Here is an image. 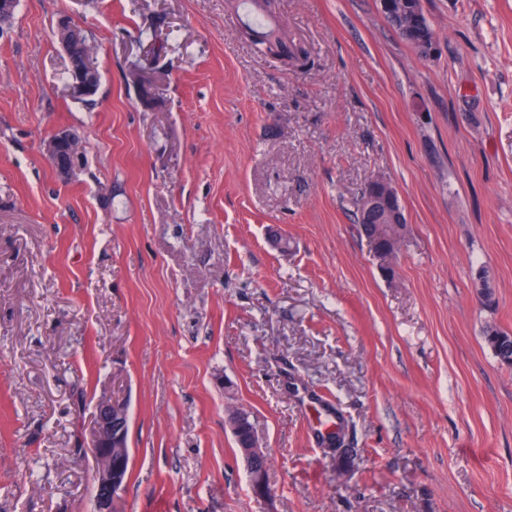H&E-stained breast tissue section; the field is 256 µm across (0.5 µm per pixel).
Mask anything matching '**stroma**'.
<instances>
[{
    "label": "stroma",
    "instance_id": "stroma-1",
    "mask_svg": "<svg viewBox=\"0 0 512 512\" xmlns=\"http://www.w3.org/2000/svg\"><path fill=\"white\" fill-rule=\"evenodd\" d=\"M239 2L19 0L0 33V512H93L105 396L130 418L118 512H512V367L485 342L512 334V0H421L426 58L379 0H271L298 68ZM377 178L407 220L390 277L356 222ZM95 62V61H94ZM77 67H83L87 69L89 72H92L97 77V83L100 85L101 75L99 69L95 62V69L93 71L89 70L85 63L84 56H76L69 60L68 67V88L71 95L82 98L93 97L96 94V87L92 79L84 74L82 70L75 71V73L71 76V72ZM89 99H81V100H90ZM81 137L73 130L59 128L46 144V159L51 168L59 175L72 171L70 157H74L80 149ZM231 431L241 454V448H248L247 450L249 453L256 452L257 455H260L257 448H251V445L254 444L257 439L255 437L253 424L248 412L241 409V415L237 420L235 428L231 429Z\"/></svg>",
    "mask_w": 512,
    "mask_h": 512
}]
</instances>
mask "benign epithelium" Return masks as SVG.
<instances>
[{"label": "benign epithelium", "mask_w": 512, "mask_h": 512, "mask_svg": "<svg viewBox=\"0 0 512 512\" xmlns=\"http://www.w3.org/2000/svg\"><path fill=\"white\" fill-rule=\"evenodd\" d=\"M71 95L89 98L96 94L92 79L83 71H76L68 81ZM81 137L73 130H56L46 144V159L60 175L72 171L70 158L80 149ZM397 199L394 189L381 179L373 180L365 191L364 223L372 222L380 214L392 224L402 221L401 212L394 206ZM125 408L110 398H103L97 405L90 437L95 460L94 512H115L116 502L125 485L126 460L112 452L122 447L126 434Z\"/></svg>", "instance_id": "7a95c632"}]
</instances>
